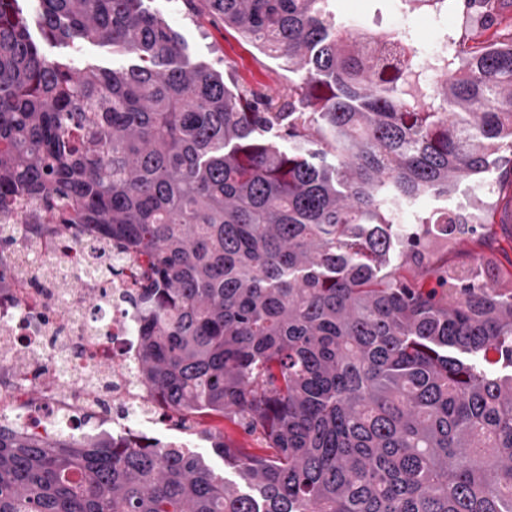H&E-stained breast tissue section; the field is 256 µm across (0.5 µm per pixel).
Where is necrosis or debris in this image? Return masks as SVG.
<instances>
[{"instance_id": "1", "label": "necrosis or debris", "mask_w": 512, "mask_h": 512, "mask_svg": "<svg viewBox=\"0 0 512 512\" xmlns=\"http://www.w3.org/2000/svg\"><path fill=\"white\" fill-rule=\"evenodd\" d=\"M8 230L13 246L5 260L13 279L0 291V351L14 357L0 373V421L45 434L115 404L113 437L144 435L161 418L143 405L134 379L139 319L123 302L137 286L139 261L90 238L59 245L31 234L21 216ZM104 261L122 276H91ZM76 276L83 280L77 292L58 288Z\"/></svg>"}]
</instances>
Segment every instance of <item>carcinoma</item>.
I'll return each instance as SVG.
<instances>
[{
    "instance_id": "cac0c4a2",
    "label": "carcinoma",
    "mask_w": 512,
    "mask_h": 512,
    "mask_svg": "<svg viewBox=\"0 0 512 512\" xmlns=\"http://www.w3.org/2000/svg\"><path fill=\"white\" fill-rule=\"evenodd\" d=\"M288 64V97L182 61L145 0H0V223L87 232L145 258L137 378L184 423L230 418L270 454L193 452L0 424V512H512V249L495 207L445 205L512 151V29L464 0L423 76L399 33L332 0H199ZM475 245L477 271L438 257ZM44 53L49 58H66L72 61L76 67H83L87 63H95L108 68H120L131 63L129 57L112 52V47L97 43H82L77 47L71 44H55L42 42Z\"/></svg>"
}]
</instances>
